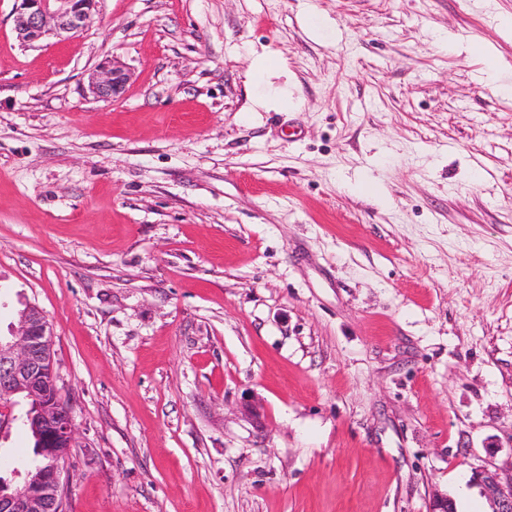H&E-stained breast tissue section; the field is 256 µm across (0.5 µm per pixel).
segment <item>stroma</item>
Segmentation results:
<instances>
[{
	"label": "stroma",
	"instance_id": "obj_1",
	"mask_svg": "<svg viewBox=\"0 0 512 512\" xmlns=\"http://www.w3.org/2000/svg\"><path fill=\"white\" fill-rule=\"evenodd\" d=\"M16 6L0 332L28 303L53 328L65 512H485L474 473L512 465V0H101L34 45ZM260 55L292 109L257 107ZM107 56L115 102L86 91ZM287 73L286 62L282 58L266 57L252 73V81L257 87H264L268 83L271 72ZM130 78L131 74L123 64L105 58L89 76L88 91L96 99L113 102L123 94Z\"/></svg>",
	"mask_w": 512,
	"mask_h": 512
}]
</instances>
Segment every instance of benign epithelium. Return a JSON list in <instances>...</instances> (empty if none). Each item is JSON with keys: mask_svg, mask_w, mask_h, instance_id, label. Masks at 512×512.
Instances as JSON below:
<instances>
[{"mask_svg": "<svg viewBox=\"0 0 512 512\" xmlns=\"http://www.w3.org/2000/svg\"><path fill=\"white\" fill-rule=\"evenodd\" d=\"M13 28L24 44L53 39L65 42L85 30L100 0H17ZM131 78L115 59H104L89 76L94 98L117 100ZM52 328L43 312L27 304L0 336V431L23 427L34 432L42 446V464L21 476L20 486L0 484V512H64L63 473L74 442L69 404L58 391L52 360ZM24 414L15 413L20 401ZM473 480L480 486L491 512H512V472L482 469Z\"/></svg>", "mask_w": 512, "mask_h": 512, "instance_id": "1", "label": "benign epithelium"}]
</instances>
